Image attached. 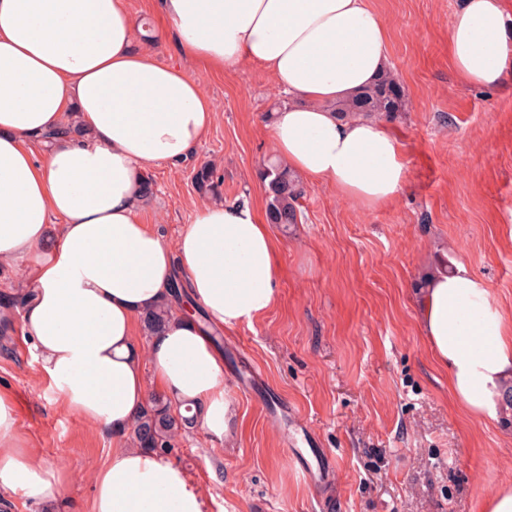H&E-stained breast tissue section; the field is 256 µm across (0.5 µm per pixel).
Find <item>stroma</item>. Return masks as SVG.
<instances>
[{"label": "stroma", "mask_w": 512, "mask_h": 512, "mask_svg": "<svg viewBox=\"0 0 512 512\" xmlns=\"http://www.w3.org/2000/svg\"><path fill=\"white\" fill-rule=\"evenodd\" d=\"M389 29V70L403 111L379 114L402 145L407 183L372 209L306 185L301 223L271 227L278 300L249 323L222 329L230 438L195 428L170 455L202 493L207 512H478L512 485V408L470 418L456 403L419 322L420 290L465 264L512 317V78L464 85L448 60L459 0H369ZM188 70L219 108L186 160L158 163L140 209L172 241L201 196L194 174L212 165L217 198L265 213L259 178L271 156L267 114L287 96L255 63ZM22 306L0 334V390L44 463L63 472L58 512H88L92 471L111 436L68 413L23 336ZM323 450L329 479L306 481L284 442Z\"/></svg>", "instance_id": "35a3bbf8"}]
</instances>
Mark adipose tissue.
I'll return each instance as SVG.
<instances>
[{
	"label": "adipose tissue",
	"instance_id": "adipose-tissue-1",
	"mask_svg": "<svg viewBox=\"0 0 512 512\" xmlns=\"http://www.w3.org/2000/svg\"><path fill=\"white\" fill-rule=\"evenodd\" d=\"M158 3L182 56L215 71L258 63L288 93L271 138L292 172L369 209L398 197V138L329 109L389 66L388 27L367 0ZM448 54L464 84L498 87L512 70L505 0H461ZM68 114L75 132L35 157ZM216 118L197 80L135 46L127 0H0V265H30L23 332L56 400L114 442L89 512H205L181 466L126 438L154 388L190 405L212 439L229 435L224 358L208 331L252 322L278 299L276 241L250 203L198 206L171 243L139 216L152 167L189 156ZM179 274L208 328L177 311L139 348L144 315ZM419 318L456 401L497 420L512 395V319L486 283L462 264L433 277ZM62 481L1 391L0 491L55 512Z\"/></svg>",
	"mask_w": 512,
	"mask_h": 512
}]
</instances>
